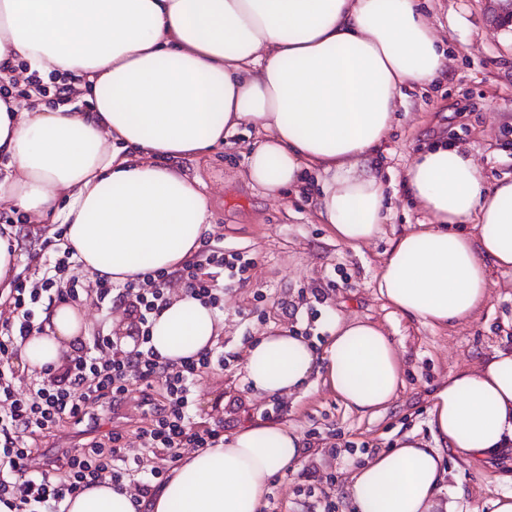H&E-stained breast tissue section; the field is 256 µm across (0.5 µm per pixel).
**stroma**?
<instances>
[{
    "instance_id": "1",
    "label": "stroma",
    "mask_w": 512,
    "mask_h": 512,
    "mask_svg": "<svg viewBox=\"0 0 512 512\" xmlns=\"http://www.w3.org/2000/svg\"><path fill=\"white\" fill-rule=\"evenodd\" d=\"M448 49V69L426 89L409 88L393 129L375 156L384 185L385 222L374 241L353 249L314 219L315 196L294 189L268 196L245 176V134L228 137L183 170L199 179L210 202L213 245L253 258L246 282L218 275L224 286V332L215 345L223 367L193 389V420L222 423L232 434L256 418L285 423L306 445L297 471L275 477L263 512H354L344 488L355 468L413 433L431 439V394L450 372L472 367L512 342V272L496 273L490 297L472 320L433 327L396 311L378 292L376 275L392 240L427 217L405 187L415 151L448 140L473 153L486 186L512 177V28L495 20L496 0H420ZM19 227L24 278L37 276L31 255L48 225L29 227L0 209V225ZM357 319L391 337L403 371L395 399L375 415L348 408L315 380L291 396L249 395L246 346L270 327L322 348L335 319ZM446 482L456 512H480L490 494L512 491V455L469 463L446 454Z\"/></svg>"
}]
</instances>
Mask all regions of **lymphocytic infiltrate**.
I'll use <instances>...</instances> for the list:
<instances>
[{
  "label": "lymphocytic infiltrate",
  "mask_w": 512,
  "mask_h": 512,
  "mask_svg": "<svg viewBox=\"0 0 512 512\" xmlns=\"http://www.w3.org/2000/svg\"><path fill=\"white\" fill-rule=\"evenodd\" d=\"M38 255L41 278L16 281L0 311V507L6 512H41L47 504L56 508L106 477L117 486L134 483L145 494L150 479L163 475L159 468L148 467L150 453L220 447L223 428L196 426L191 406L196 382L223 364V355L208 349L170 361L151 344V318L166 304L165 286L174 279L191 297L218 306L223 291L213 283L210 269L241 278L250 259L239 252L224 253L203 237L194 260L177 272L148 271L121 284L104 275L91 289L69 273L75 252L65 246L63 231L45 238ZM91 290L105 307L122 304L131 309L137 349L122 350L109 336L96 333L76 347L64 367L46 371L41 383L18 392L9 363L34 332V305L45 297L76 302ZM135 390L150 422L137 428L141 452L131 457L124 448V431L102 430L99 417L89 414L87 406L96 403L112 410ZM66 424L80 429L77 449L45 447V440Z\"/></svg>",
  "instance_id": "1"
}]
</instances>
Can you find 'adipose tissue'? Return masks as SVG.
I'll use <instances>...</instances> for the list:
<instances>
[{"label": "adipose tissue", "instance_id": "ef3b65f1", "mask_svg": "<svg viewBox=\"0 0 512 512\" xmlns=\"http://www.w3.org/2000/svg\"><path fill=\"white\" fill-rule=\"evenodd\" d=\"M53 70L72 95L47 106L0 100V205L66 227L90 281L177 270L211 224L208 198L181 161L239 129L259 139L247 178L267 195L318 175L315 218L353 248L384 221L372 155L392 130L403 87L441 78L448 58L417 0H0V73ZM91 103L78 111L80 101ZM405 184L428 216L400 234L377 273L403 315L445 327L485 305L492 272L512 271V179L485 188L472 154L420 150ZM22 346L27 372L60 367L89 335L83 311L51 305ZM224 320L185 290L152 317L151 344L172 361L212 348ZM253 394L283 397L323 377L353 410L387 407L402 384L391 339L337 320L322 350L277 328L243 362ZM432 442L409 435L345 487L356 512H436L447 490L442 449L471 460L512 451V346L450 373L432 395ZM303 449L288 426L249 422L220 448L182 453L147 497L111 481L68 512H260L275 476Z\"/></svg>", "mask_w": 512, "mask_h": 512}]
</instances>
